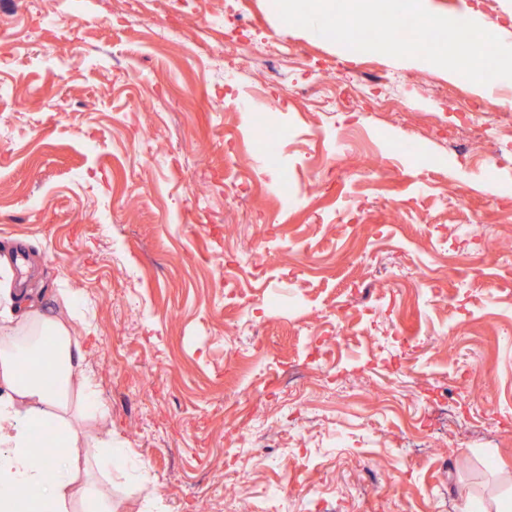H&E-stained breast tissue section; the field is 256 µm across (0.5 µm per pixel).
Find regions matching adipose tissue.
Here are the masks:
<instances>
[{"label":"adipose tissue","instance_id":"adipose-tissue-1","mask_svg":"<svg viewBox=\"0 0 512 512\" xmlns=\"http://www.w3.org/2000/svg\"><path fill=\"white\" fill-rule=\"evenodd\" d=\"M10 273L0 274V512H117L111 493L86 482L74 485L76 447L85 434L79 420L107 417L85 367L86 349L68 323L28 298H17ZM30 361L44 369L27 372ZM51 427L58 455L36 459L34 429Z\"/></svg>","mask_w":512,"mask_h":512}]
</instances>
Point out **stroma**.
Returning a JSON list of instances; mask_svg holds the SVG:
<instances>
[{
  "instance_id": "stroma-1",
  "label": "stroma",
  "mask_w": 512,
  "mask_h": 512,
  "mask_svg": "<svg viewBox=\"0 0 512 512\" xmlns=\"http://www.w3.org/2000/svg\"><path fill=\"white\" fill-rule=\"evenodd\" d=\"M423 3L512 45V0ZM113 4L0 0V258L21 247L61 318L66 293L94 307L109 417L84 429L143 473L113 474L119 512H489L512 493V149L493 194L455 104L504 120L512 80L374 52L406 108L349 112L347 48L274 0ZM249 42L281 49L278 82L246 59L225 84Z\"/></svg>"
}]
</instances>
